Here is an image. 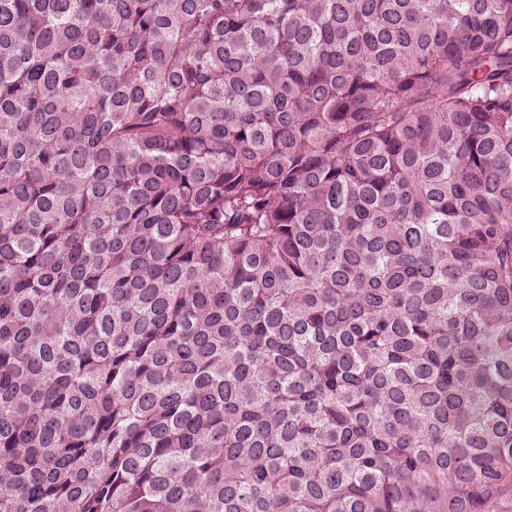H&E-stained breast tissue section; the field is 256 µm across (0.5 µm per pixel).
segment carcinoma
Masks as SVG:
<instances>
[{
	"label": "carcinoma",
	"instance_id": "1",
	"mask_svg": "<svg viewBox=\"0 0 512 512\" xmlns=\"http://www.w3.org/2000/svg\"><path fill=\"white\" fill-rule=\"evenodd\" d=\"M0 512H512V0H0Z\"/></svg>",
	"mask_w": 512,
	"mask_h": 512
}]
</instances>
